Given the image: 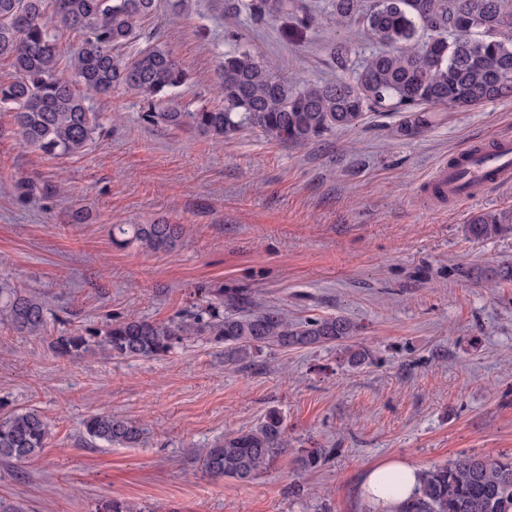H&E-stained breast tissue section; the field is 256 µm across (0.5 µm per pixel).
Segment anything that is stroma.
Masks as SVG:
<instances>
[{"label":"stroma","mask_w":512,"mask_h":512,"mask_svg":"<svg viewBox=\"0 0 512 512\" xmlns=\"http://www.w3.org/2000/svg\"><path fill=\"white\" fill-rule=\"evenodd\" d=\"M236 27L241 44L276 74L335 75L325 44L336 29L284 16L255 29L224 0H189L150 27L192 73L185 99L210 95ZM105 133L82 155L51 158L22 146L0 111V277L45 294L47 331L0 323V412L34 408L51 423L31 461L0 460V503L19 512H99L120 499L130 512H367L368 468L397 458L429 467L459 453H512V283L481 270L512 260V230L470 240L471 215L495 211L512 226V187L479 191L455 210L424 202L438 165L470 141L512 135V99L438 112L403 136L395 112L306 145L273 144L247 129L224 142L140 114L143 97L90 100ZM64 193L19 196V182ZM89 211L72 224L73 202ZM158 218L184 225L173 250L113 244L115 224ZM246 294L289 317L346 315L372 364L349 367L333 347L264 348L224 361L223 345L186 343L160 359L98 353L56 358L53 336L111 320H179L209 291ZM284 418L290 447L249 484L213 478L204 448ZM109 411L149 431L141 448H109L83 430ZM328 448L317 470L303 450Z\"/></svg>","instance_id":"stroma-1"}]
</instances>
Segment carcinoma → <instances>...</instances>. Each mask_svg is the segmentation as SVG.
<instances>
[{
  "instance_id": "1",
  "label": "carcinoma",
  "mask_w": 512,
  "mask_h": 512,
  "mask_svg": "<svg viewBox=\"0 0 512 512\" xmlns=\"http://www.w3.org/2000/svg\"><path fill=\"white\" fill-rule=\"evenodd\" d=\"M159 0H0V61L13 77L0 82V109L15 113L23 146L47 156L83 154L102 132L101 116L89 96L115 91L143 96L140 119L151 125L194 131L222 140L245 128L275 143L308 145L338 129L352 128L369 112H398L403 135H416L438 110L472 108L512 99V0H327L324 11L338 24L360 27L377 45L350 68L349 43L334 38L327 51L333 80L297 81L281 77L248 50L224 54L216 97L193 104L183 100L189 72L167 44L147 31ZM224 12L255 25L276 14L298 28L318 23L308 0H224ZM80 34L64 49L59 33ZM65 65H60V61ZM508 230L493 211L477 213L466 224L476 240ZM184 227L164 220L114 224L112 241L151 251H170ZM487 280L512 282V262L481 272ZM225 305L220 315L215 308ZM48 304L36 292L0 277V322L29 336L47 329ZM357 324L343 315L291 319L276 307L212 292V302L189 320L145 318L115 321L102 330L64 332L52 339V352L75 359L94 350L114 358H161L192 340L207 337L224 344V357L243 361L269 346L286 349L333 345L348 366L371 361V352L349 343ZM91 439L109 447L139 448L148 431L112 413L83 422ZM50 423L36 409L0 414V459L24 463L40 453ZM289 447L284 419L271 410L249 430L230 432L205 449L203 471L213 478L249 483L271 468ZM326 449L303 458L321 467ZM395 512H512V453L498 457L460 454L420 473L413 496Z\"/></svg>"
}]
</instances>
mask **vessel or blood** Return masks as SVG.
<instances>
[{"label":"vessel or blood","mask_w":512,"mask_h":512,"mask_svg":"<svg viewBox=\"0 0 512 512\" xmlns=\"http://www.w3.org/2000/svg\"><path fill=\"white\" fill-rule=\"evenodd\" d=\"M437 182L458 204L470 200L476 190L512 182V137L500 135L470 145L454 164L440 169Z\"/></svg>","instance_id":"vessel-or-blood-1"}]
</instances>
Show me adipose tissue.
<instances>
[{"instance_id":"1","label":"adipose tissue","mask_w":512,"mask_h":512,"mask_svg":"<svg viewBox=\"0 0 512 512\" xmlns=\"http://www.w3.org/2000/svg\"><path fill=\"white\" fill-rule=\"evenodd\" d=\"M418 465L406 461H386L369 468L362 483L363 497L394 512L397 505L414 493L419 479Z\"/></svg>"}]
</instances>
